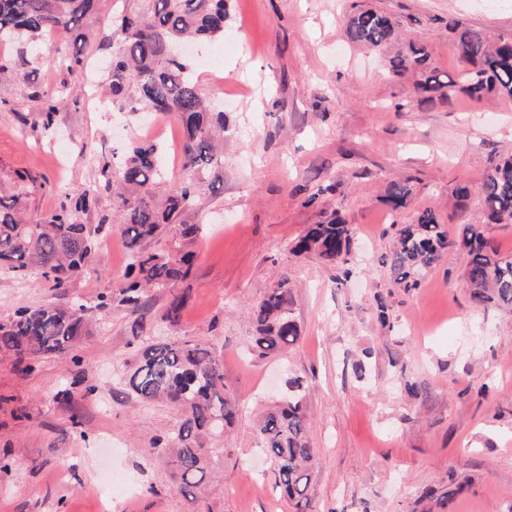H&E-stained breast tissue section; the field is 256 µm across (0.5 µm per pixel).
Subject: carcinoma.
<instances>
[{
    "instance_id": "cac0c4a2",
    "label": "carcinoma",
    "mask_w": 512,
    "mask_h": 512,
    "mask_svg": "<svg viewBox=\"0 0 512 512\" xmlns=\"http://www.w3.org/2000/svg\"><path fill=\"white\" fill-rule=\"evenodd\" d=\"M140 2L137 12L112 18L109 30L101 35L100 43L107 42L114 49L108 76L112 105L130 114L149 109L177 122L183 132L184 177L168 186L158 205L154 187L165 179V157L157 143L134 142L114 153L115 161L103 162L100 181L114 190L119 232L130 248L126 272L111 293H100L91 302L77 297L66 305L21 308L7 322H0V354L15 357L23 374L34 372L43 356L72 352L87 333V313L109 310L116 295L120 303L137 312L147 307V290H167L164 319L173 325L187 301L179 284L191 273L193 255L150 250L147 242L176 223L211 186L212 168L222 157L225 126L224 113L208 108L188 61L175 54L174 47L184 41L212 43L222 37L229 5L227 0ZM94 6L95 0H0V42L18 45V60L0 59V78L14 73L16 64H27V53L53 30L74 34L73 49L57 57L54 65L69 75L86 72L85 48L91 40L82 20ZM451 31L461 66L442 83L431 75L426 44L401 43L397 24L385 12L355 8L345 22L350 43L390 54L389 65L395 74L414 77L411 103L437 94L512 97V42L493 44L484 29L460 22ZM35 97L44 100L40 122L48 133L54 130L59 110L77 102L65 83L53 94L38 92ZM478 195L485 223L461 224L457 235L450 238L440 214L425 208L413 223L392 225L393 248L382 263L389 265L394 283L409 290L419 287L424 273L447 249H456L466 258L464 282L473 305L512 312V255H501L486 233L488 224H512V155L490 159ZM412 196L409 180H388L385 200L392 209L406 207ZM95 197L87 190L36 224H25L19 218V200L7 204L0 199V271L15 279L37 272L54 287L67 288L98 254L96 230L83 222ZM353 246L352 225L334 210L311 225L290 253L295 257L314 254L341 265L347 277ZM254 319L251 347L260 357L279 353L298 340L300 330L287 277L263 294L254 308ZM129 386L144 400H166L179 407L181 419L175 431L153 441L149 452L166 453L179 491L198 496L213 452L205 447L206 439L231 425L237 412L217 355L193 340L148 343ZM286 387L287 392L259 418L254 433L257 447L275 465V486L299 506L307 499L317 449L308 440L303 380L290 377Z\"/></svg>"
}]
</instances>
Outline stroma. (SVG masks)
Returning a JSON list of instances; mask_svg holds the SVG:
<instances>
[{
  "label": "stroma",
  "mask_w": 512,
  "mask_h": 512,
  "mask_svg": "<svg viewBox=\"0 0 512 512\" xmlns=\"http://www.w3.org/2000/svg\"><path fill=\"white\" fill-rule=\"evenodd\" d=\"M352 2L232 0L223 40L192 60L201 95L226 118L224 163L184 216L200 225L196 239L171 225L152 243L195 255L179 323L164 321L168 293L157 289L146 313L118 302L93 312L75 356H45L28 375L0 358V458L9 463L0 512H512V314L473 307L459 252H445L409 291L380 262L393 223H412L423 208L451 233L479 220L477 200L460 208L454 190L477 188L490 158L512 153V98L409 102L408 81L348 42L340 18ZM371 2L423 40L443 72L459 67L451 21L512 40V0ZM69 42L62 30L45 37L21 78L0 79V199L19 198L37 222L96 188L84 221L101 225L112 249L65 292L38 274L0 276V321L22 307L95 298L123 274L117 204L97 184L113 149L158 142L169 180L182 174L178 124L97 110L84 76L52 64ZM64 83L79 99L49 136L30 93ZM391 178L409 180L406 208L386 203ZM330 207L355 230L353 274L340 284L317 257L289 252ZM282 275L300 337L258 358L249 352L251 308ZM149 336L215 350L239 405L234 425L208 442L216 454L196 498L179 492L167 458L145 453L179 422L173 406L127 384ZM82 369L95 393L76 385ZM293 375L304 380L308 437L319 450L303 511L280 495L253 437L257 415Z\"/></svg>",
  "instance_id": "1"
}]
</instances>
